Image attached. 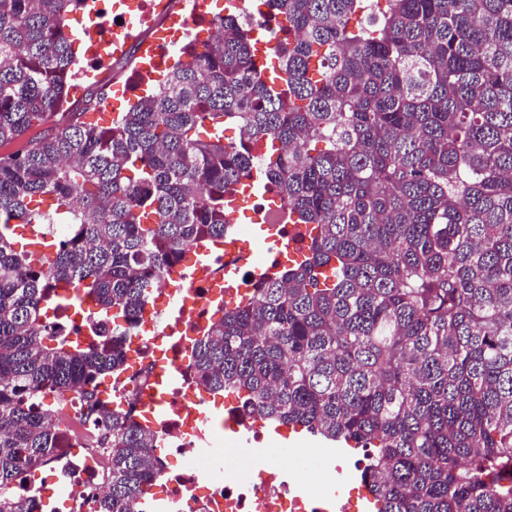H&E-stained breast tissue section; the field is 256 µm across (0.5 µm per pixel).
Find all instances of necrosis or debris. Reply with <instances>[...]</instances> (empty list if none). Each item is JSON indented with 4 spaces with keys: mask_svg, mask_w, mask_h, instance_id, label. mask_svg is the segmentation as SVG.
Returning <instances> with one entry per match:
<instances>
[{
    "mask_svg": "<svg viewBox=\"0 0 512 512\" xmlns=\"http://www.w3.org/2000/svg\"><path fill=\"white\" fill-rule=\"evenodd\" d=\"M200 3L84 0L82 8L90 18V29L83 76L97 78L99 71L115 60L114 41L121 31L129 34L131 42L142 45L153 42L155 33L166 31V42L156 48L157 61H164L180 41L176 31L165 30V22L179 12L188 21H199L207 15ZM284 240V235H276L244 259L221 248L208 252L182 276L185 303L153 305L152 330L136 331V366L113 372L110 385L120 407L132 410L137 421L156 416V429L162 436L156 457L164 482L141 498V512H152L156 499L165 500L175 512H331L326 491L335 483V474L309 469L304 452L280 448L265 436L259 418L241 406L228 408L216 401L198 383L192 367V351L212 332L220 307L211 297V282L217 275H230L242 288L253 289L257 269L266 259L279 255ZM162 365L177 369L178 374L159 407L154 390ZM57 417V449L45 466L47 476L28 484L27 490L41 499L65 491L68 512H88L87 497L90 490L100 488L110 451L99 447L77 395H69ZM243 430L251 434L256 446L248 462L228 457L217 466L204 457V449L218 443L236 447Z\"/></svg>",
    "mask_w": 512,
    "mask_h": 512,
    "instance_id": "necrosis-or-debris-1",
    "label": "necrosis or debris"
}]
</instances>
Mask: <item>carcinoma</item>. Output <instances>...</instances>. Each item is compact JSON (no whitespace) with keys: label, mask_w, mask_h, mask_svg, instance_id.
<instances>
[{"label":"carcinoma","mask_w":512,"mask_h":512,"mask_svg":"<svg viewBox=\"0 0 512 512\" xmlns=\"http://www.w3.org/2000/svg\"><path fill=\"white\" fill-rule=\"evenodd\" d=\"M81 2L0 0V145L67 99ZM259 2L109 123L86 119L97 88L85 118L0 155V512H41L20 486L73 391L112 448L93 512H138L160 435L100 389L118 330L224 241L255 176L302 258L222 309L199 383L366 450L377 512H512V0ZM51 221L73 228L50 254L16 248ZM56 303L99 319L95 341L65 337Z\"/></svg>","instance_id":"cac0c4a2"}]
</instances>
